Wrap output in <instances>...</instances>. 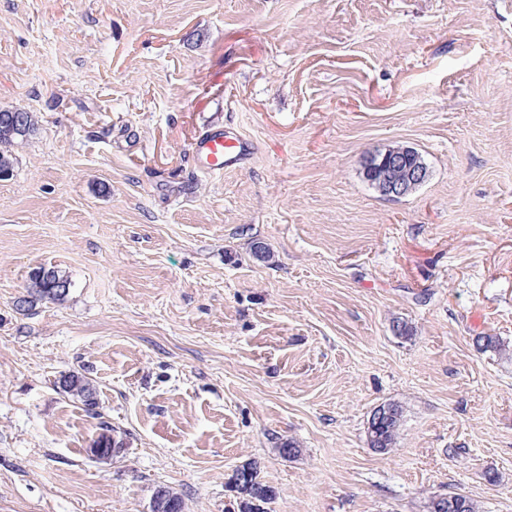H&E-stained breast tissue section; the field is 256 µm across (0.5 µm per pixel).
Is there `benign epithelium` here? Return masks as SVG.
I'll list each match as a JSON object with an SVG mask.
<instances>
[{"label": "benign epithelium", "instance_id": "benign-epithelium-1", "mask_svg": "<svg viewBox=\"0 0 512 512\" xmlns=\"http://www.w3.org/2000/svg\"><path fill=\"white\" fill-rule=\"evenodd\" d=\"M362 168L368 183L389 198L407 196L429 178L428 168L409 146L375 150L365 156Z\"/></svg>", "mask_w": 512, "mask_h": 512}]
</instances>
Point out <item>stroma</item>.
Returning a JSON list of instances; mask_svg holds the SVG:
<instances>
[{
	"instance_id": "obj_1",
	"label": "stroma",
	"mask_w": 512,
	"mask_h": 512,
	"mask_svg": "<svg viewBox=\"0 0 512 512\" xmlns=\"http://www.w3.org/2000/svg\"><path fill=\"white\" fill-rule=\"evenodd\" d=\"M0 107L38 119L0 180V512H237L247 463L270 512H512V355L476 345L512 346V0H0ZM215 123L255 150L214 176ZM396 145L430 176L392 199L362 161ZM43 265L69 296L17 311ZM60 390L68 397L79 401L84 410L98 422V436L93 440L92 446L99 448H90L89 454L96 459H108L112 455V449L107 448H123L124 443L114 438L115 429L112 428L110 422L103 420L104 416L99 411V403L97 401V388L94 381L85 374L73 371L68 375L60 378ZM91 446V447H92ZM387 404L391 405L394 409L393 415L378 424L374 430L369 431V429H366L369 447L378 448L375 451L383 454L388 453L394 448L403 418L401 405L395 402H389ZM471 498L460 493L434 497L428 503V512H477Z\"/></svg>"
}]
</instances>
